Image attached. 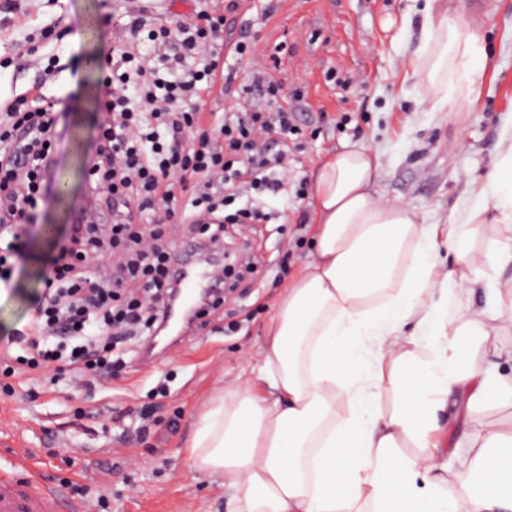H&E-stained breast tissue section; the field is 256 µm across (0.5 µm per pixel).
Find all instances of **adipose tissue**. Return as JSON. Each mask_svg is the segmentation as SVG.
Here are the masks:
<instances>
[{"label": "adipose tissue", "mask_w": 512, "mask_h": 512, "mask_svg": "<svg viewBox=\"0 0 512 512\" xmlns=\"http://www.w3.org/2000/svg\"><path fill=\"white\" fill-rule=\"evenodd\" d=\"M426 11L412 74L450 112L485 46L457 14ZM452 58L463 85L445 76ZM381 173L359 142L317 167L314 251L273 305L263 364L203 406L188 458L228 491L227 512H512L511 433L485 428L455 469L438 439L449 399L466 418L512 405V379L477 363L512 328V237L472 243L477 226L512 224V130L443 235L385 200ZM445 243L455 266L438 262Z\"/></svg>", "instance_id": "ef3b65f1"}]
</instances>
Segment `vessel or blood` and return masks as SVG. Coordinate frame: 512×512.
<instances>
[{
  "label": "vessel or blood",
  "instance_id": "1",
  "mask_svg": "<svg viewBox=\"0 0 512 512\" xmlns=\"http://www.w3.org/2000/svg\"><path fill=\"white\" fill-rule=\"evenodd\" d=\"M0 512H86V508L59 486L43 481L37 468L26 463L21 473H0Z\"/></svg>",
  "mask_w": 512,
  "mask_h": 512
}]
</instances>
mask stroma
Wrapping results in <instances>:
<instances>
[{
    "label": "stroma",
    "mask_w": 512,
    "mask_h": 512,
    "mask_svg": "<svg viewBox=\"0 0 512 512\" xmlns=\"http://www.w3.org/2000/svg\"><path fill=\"white\" fill-rule=\"evenodd\" d=\"M464 27L479 24L487 55L474 61L482 78L453 112L426 111L427 87L411 76L410 62L426 37L425 0H246L234 38L256 46L254 62H235L238 83L260 67L288 95L301 130L290 148L286 195L272 199L275 216L241 226L259 270L231 293L202 326L182 335L167 354L144 358L132 349L112 372V384L72 388L21 382L0 392V471L33 461L52 482L95 479L107 509L87 512H225L222 487L190 467L188 442L205 400L242 371L257 366L272 305L303 268L311 250L312 173L348 141L382 153L379 190L444 224L463 206L473 179L485 178L507 120L512 119V0H444ZM0 12V97L31 87L39 66L57 56L64 67L43 89L56 101L65 134L57 171L71 190L39 203L26 226L24 246L0 282V361L19 353L24 330L43 292V278L84 203V173L75 142L92 153L104 117L99 109L100 69L94 54L111 58L113 36L129 11L155 20L190 13L191 0H15ZM55 225L45 236L44 225ZM165 385L168 395L156 398ZM447 448H468L474 430L492 424L512 431V406L487 407L464 419L457 404L441 416Z\"/></svg>",
    "instance_id": "1"
}]
</instances>
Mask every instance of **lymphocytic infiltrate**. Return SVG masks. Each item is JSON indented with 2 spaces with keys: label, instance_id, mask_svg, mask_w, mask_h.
Listing matches in <instances>:
<instances>
[{
  "label": "lymphocytic infiltrate",
  "instance_id": "1",
  "mask_svg": "<svg viewBox=\"0 0 512 512\" xmlns=\"http://www.w3.org/2000/svg\"><path fill=\"white\" fill-rule=\"evenodd\" d=\"M220 13L195 12L165 23L136 17L118 40L101 80L109 119L85 171L88 203L73 216L50 263L43 297L17 342L14 365L0 375L52 373L108 379L125 341L146 342L168 316L177 286L174 250L165 228L185 224L196 251L219 255L233 224L267 220L251 191L284 189L294 116L277 106L280 86L255 75L241 87L236 110L220 124L205 113L217 82L232 86L223 62L224 35L238 0H211ZM164 48L169 79L142 54L140 33ZM41 84L0 107V281L17 254L23 218L45 199L56 167L58 133ZM115 220L100 229L99 216Z\"/></svg>",
  "mask_w": 512,
  "mask_h": 512
}]
</instances>
